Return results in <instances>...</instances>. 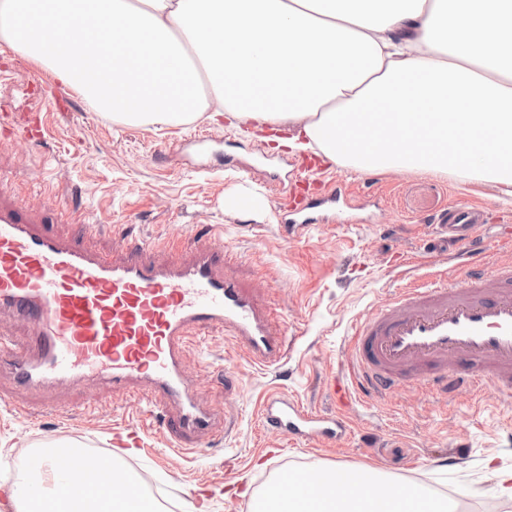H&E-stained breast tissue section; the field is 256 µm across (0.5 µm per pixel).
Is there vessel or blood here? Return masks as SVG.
<instances>
[{
  "instance_id": "vessel-or-blood-1",
  "label": "vessel or blood",
  "mask_w": 512,
  "mask_h": 512,
  "mask_svg": "<svg viewBox=\"0 0 512 512\" xmlns=\"http://www.w3.org/2000/svg\"><path fill=\"white\" fill-rule=\"evenodd\" d=\"M483 222L468 203L450 206L440 229L458 248L456 277L400 286L352 324L349 377L333 386L341 410L353 395L387 396L408 383L451 395L484 380L512 396V263L490 265ZM97 232L91 224L82 241L67 242L0 210V312L29 324L24 339L0 336V376L26 392L104 381L113 396L170 410L178 449L222 435L223 414L200 400L184 368L198 329L229 332L259 368L288 356L285 337L225 272L236 251L182 239L164 264L134 244L118 260L99 250ZM261 416L298 440L332 444L350 430L341 411L321 415L278 395Z\"/></svg>"
}]
</instances>
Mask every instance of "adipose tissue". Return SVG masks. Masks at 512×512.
I'll return each instance as SVG.
<instances>
[{
  "mask_svg": "<svg viewBox=\"0 0 512 512\" xmlns=\"http://www.w3.org/2000/svg\"><path fill=\"white\" fill-rule=\"evenodd\" d=\"M0 39L116 125L206 112L361 174L512 189V0H0ZM37 455L17 512H130L117 458ZM301 480L318 495L268 491L254 512H414L418 494L364 468Z\"/></svg>",
  "mask_w": 512,
  "mask_h": 512,
  "instance_id": "obj_1",
  "label": "adipose tissue"
}]
</instances>
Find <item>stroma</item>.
Segmentation results:
<instances>
[{
    "instance_id": "obj_1",
    "label": "stroma",
    "mask_w": 512,
    "mask_h": 512,
    "mask_svg": "<svg viewBox=\"0 0 512 512\" xmlns=\"http://www.w3.org/2000/svg\"><path fill=\"white\" fill-rule=\"evenodd\" d=\"M39 69L0 40V110L38 111L30 81ZM45 141L19 152L0 131V207L28 223L76 239L83 224L99 227V245L122 256L120 232L154 243L206 231L239 254L229 273L268 311L288 342V357L253 367L223 329L203 334L209 354L186 352L185 369L200 398L223 412L221 437L177 454L163 424L140 422L135 399H109L103 385L75 381L57 390L62 413L30 417L0 403V503L26 460L43 444L66 442L88 452L124 449V467L146 475L176 512L190 493L206 494L207 512H250L230 485L263 490L285 472L370 468L416 484L465 494L466 512H497L496 481L487 462L512 470V398L493 387L462 386L454 397L408 384L393 396L360 397L345 415L351 435L340 446L292 440L266 428L259 407L268 393L319 412L336 410L331 383L346 371L350 325L412 282L421 264L457 273L454 249L435 228L442 211L474 194L488 211L479 229L494 263L512 262V198L491 184L409 171L360 175L332 164L328 184L304 183L301 154L272 149L261 135L207 117L180 126H117L76 99L47 115ZM337 186L344 210L312 211L311 225L287 236L279 222L299 197ZM249 193L262 210L228 208ZM80 209L83 224L63 222ZM236 374L224 381L225 370Z\"/></svg>"
}]
</instances>
